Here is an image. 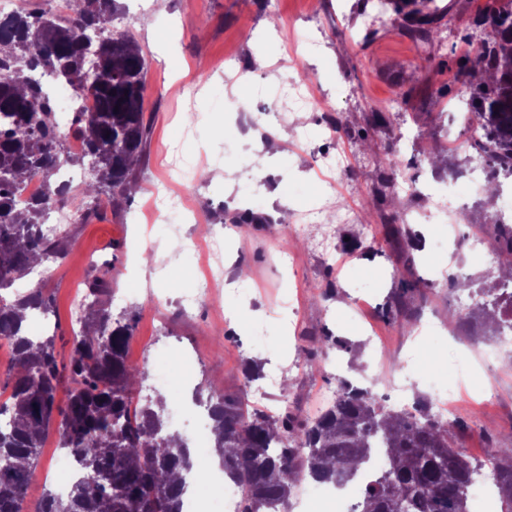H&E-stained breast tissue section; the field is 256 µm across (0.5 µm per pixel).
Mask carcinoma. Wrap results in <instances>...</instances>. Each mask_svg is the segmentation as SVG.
I'll use <instances>...</instances> for the list:
<instances>
[{"label": "carcinoma", "instance_id": "carcinoma-1", "mask_svg": "<svg viewBox=\"0 0 512 512\" xmlns=\"http://www.w3.org/2000/svg\"><path fill=\"white\" fill-rule=\"evenodd\" d=\"M76 19L35 6L0 20V291L30 273L43 259L63 258L68 241L46 238L41 220L48 206L67 200L54 176L65 164L88 157L91 168L82 195L96 208L127 198L135 167L144 156L149 126L144 121L142 74L145 58L126 32L88 46L90 34L111 22L114 0H75ZM482 21L498 38L480 42L466 72L470 83V148L495 182L512 177V0L491 7ZM77 85L99 99L95 112L75 115L72 135L82 145L65 147L67 133L55 122L53 103L37 74ZM382 185L398 168L394 152L376 156ZM38 178L42 198L20 201L24 185ZM502 265L512 268V225L495 221ZM112 267L104 266L85 285L92 312L83 316L68 364L59 366L54 337L30 336L26 322L50 312L51 298L33 288L14 301L0 300V340L12 345L7 367L10 393L0 403V512H20L40 448L57 424L59 448L82 477L65 495L44 492L38 512H180L184 483L173 479L194 465L185 440L163 416V400L133 405L145 370L129 363L126 348L133 325L105 307ZM494 309L486 321L512 328V272L498 277ZM65 405L56 402L62 381ZM194 400L212 417L224 449V477L240 490V512H272L308 475L340 482L382 448L386 469L364 489L353 512H469L465 490L477 467L452 440V425L430 415L426 404L393 411L371 390L338 380L336 401L314 420L297 422L248 409L229 397L199 387ZM489 476L512 512V448L489 454Z\"/></svg>", "mask_w": 512, "mask_h": 512}]
</instances>
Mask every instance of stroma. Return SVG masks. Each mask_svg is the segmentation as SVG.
<instances>
[{"instance_id":"35a3bbf8","label":"stroma","mask_w":512,"mask_h":512,"mask_svg":"<svg viewBox=\"0 0 512 512\" xmlns=\"http://www.w3.org/2000/svg\"><path fill=\"white\" fill-rule=\"evenodd\" d=\"M486 2L435 0L440 15L434 40L423 44L409 34L406 16L375 0H118L114 21L133 34L146 61L150 135L136 170L138 191L119 207L101 206L86 223L65 225L66 256L41 264L43 281L26 275L0 298L41 287L52 299L55 349L65 362L74 341L72 293L95 264L110 263L106 305L113 317L128 315L134 322L129 362H140L150 374L170 372L171 359L141 356L146 343L203 359L201 369L190 370L182 393L164 391L165 400L191 403L194 389L209 382L248 408L274 413L285 404L302 419L318 414L324 390L338 377L355 380L372 372L377 391H384L407 350L421 352L434 388L455 377L465 356L473 369L452 403L453 419L465 425L457 447L480 463L490 442L512 447V346L482 369L475 337L459 325L494 281L493 269L477 266L468 248L474 240H495L499 202L482 195L464 207L460 241L444 275L436 272L432 247L447 238V225H413L417 248L409 263L402 238L388 232L425 207L435 181L466 164L465 135L455 122L468 100L460 69L489 31L475 23ZM374 8L377 28L363 29L364 14ZM299 81L319 102L285 128L265 166L256 168L257 147L271 140L272 129L254 87ZM375 111L392 113L391 129L369 126ZM389 147L399 156L396 186L378 205L375 155ZM327 151L339 155L341 172L317 169ZM200 154L210 161L206 172L171 185L196 204L198 219L168 215L153 226L141 224L140 211L167 170ZM252 194L264 223H229ZM323 198L332 203L330 222L341 240L328 254L290 237L277 219L281 210L296 217ZM210 232L224 235L227 290L214 302L183 307L181 299L197 287L202 268L182 246ZM144 250L157 256L145 272L134 262ZM411 278L424 280V288L405 295L397 317H385L401 280ZM245 286L252 292L244 297L239 290ZM264 319L273 329L263 344H251L249 329ZM368 328L383 348L376 368L363 342ZM325 336L340 337L344 347L324 348ZM307 352L313 369L289 372V385L264 399L253 397L246 361L265 373L273 361Z\"/></svg>"}]
</instances>
